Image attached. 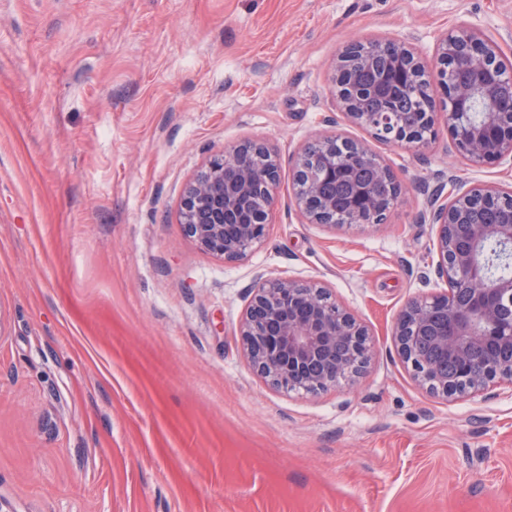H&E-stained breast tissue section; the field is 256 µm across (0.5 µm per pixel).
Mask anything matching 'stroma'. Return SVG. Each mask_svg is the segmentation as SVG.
<instances>
[{
  "instance_id": "stroma-1",
  "label": "stroma",
  "mask_w": 512,
  "mask_h": 512,
  "mask_svg": "<svg viewBox=\"0 0 512 512\" xmlns=\"http://www.w3.org/2000/svg\"><path fill=\"white\" fill-rule=\"evenodd\" d=\"M468 24L512 60V0H0V512H512V388L420 387L392 329L447 289L430 200L512 187L336 107L347 42L427 66ZM402 185L384 223H307L293 172L316 134ZM277 155L264 240L241 261L182 228L225 148ZM324 286L365 327L354 381L285 391L244 355L258 277Z\"/></svg>"
}]
</instances>
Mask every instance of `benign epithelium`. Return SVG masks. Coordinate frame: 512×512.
Returning a JSON list of instances; mask_svg holds the SVG:
<instances>
[{
	"label": "benign epithelium",
	"instance_id": "1",
	"mask_svg": "<svg viewBox=\"0 0 512 512\" xmlns=\"http://www.w3.org/2000/svg\"><path fill=\"white\" fill-rule=\"evenodd\" d=\"M394 56L387 75L391 89H421L428 71L414 49L401 41H387ZM376 46L353 39L338 56L334 69L337 103L347 119L369 126L359 110L364 90L358 86L354 62L370 63L368 50ZM502 55L485 34L474 27L444 36L435 57L436 77L448 97L445 114L453 140L467 149L477 164H492L512 156V100L496 96L499 83L512 81V69L501 65ZM489 110L476 121L459 123L472 112L476 97ZM425 128L405 137L393 135L394 144L425 146L433 136L435 115L424 118ZM328 156L319 175L336 181L352 177L330 154L342 146L347 164L366 163L376 170V181L355 188L343 219H336L333 202L324 198L307 175L303 157L294 172L298 207L311 224L365 225L378 223L400 192V183L367 148L355 141L325 136L318 139ZM266 148L240 144L213 158L182 199L185 234L202 250L226 260H242L266 235L273 206L271 188L278 178V164L259 168L255 160ZM503 189L486 186L454 196L439 204L432 200V223L438 225V268L453 288L431 295H417L406 302L394 326L393 337L414 379L431 394L448 397L475 396L492 385L512 388V277L489 275L479 250L486 242L512 253V209L495 224H468L466 213L476 201L494 204ZM264 206L249 208L257 194ZM239 336L251 366L275 387L288 391L316 392L342 381H352L368 362L367 331L342 305L331 300L316 283L289 278L263 281L241 320Z\"/></svg>",
	"mask_w": 512,
	"mask_h": 512
}]
</instances>
